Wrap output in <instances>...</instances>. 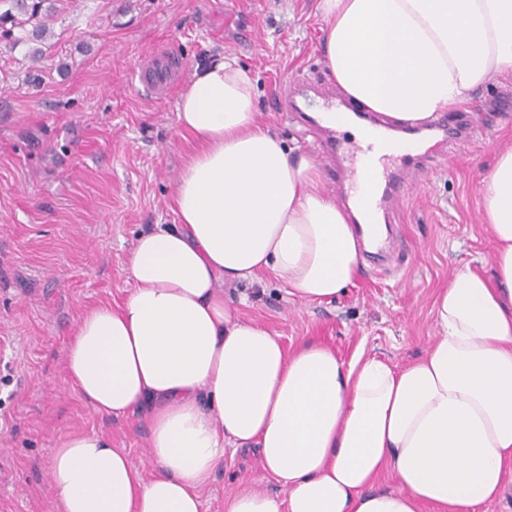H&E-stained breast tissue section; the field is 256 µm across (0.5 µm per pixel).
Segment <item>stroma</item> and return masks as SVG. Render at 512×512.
<instances>
[{
  "mask_svg": "<svg viewBox=\"0 0 512 512\" xmlns=\"http://www.w3.org/2000/svg\"><path fill=\"white\" fill-rule=\"evenodd\" d=\"M317 0H53L41 42L0 43V512H56L49 465L67 434L95 429L148 469L145 411L96 414L66 381L65 354L82 314L119 304L137 236L173 223L172 196L194 148L177 102L196 66L233 56L256 80V106L287 146L318 154L320 132L277 104L290 88H330ZM179 56L167 93L144 92L152 54ZM466 111L482 131L438 158L400 200L387 262L364 265L347 292L321 304L291 299L270 275L228 290L241 317L287 350L307 342L344 360L403 365L435 334L432 302L453 272H490L481 179L512 144V77L480 87ZM280 495L256 452L226 460L202 492L224 512L239 490Z\"/></svg>",
  "mask_w": 512,
  "mask_h": 512,
  "instance_id": "1",
  "label": "stroma"
}]
</instances>
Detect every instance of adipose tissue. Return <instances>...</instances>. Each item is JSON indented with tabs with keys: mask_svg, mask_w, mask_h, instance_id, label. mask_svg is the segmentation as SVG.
Listing matches in <instances>:
<instances>
[{
	"mask_svg": "<svg viewBox=\"0 0 512 512\" xmlns=\"http://www.w3.org/2000/svg\"><path fill=\"white\" fill-rule=\"evenodd\" d=\"M337 90L395 126H424L512 77V0H317ZM177 118L198 142L173 194L175 223L142 232L119 306L79 318L72 389L99 415L147 409L151 470L90 429L62 437L59 512H201L227 450L259 449L283 489L245 488L225 512H476L512 465V147L481 189L493 273L463 266L433 300L436 333L390 365L306 343L286 351L243 320L225 285L269 273L293 299L353 285L360 242L322 170L271 132L236 59L195 70ZM395 490H373L384 474Z\"/></svg>",
	"mask_w": 512,
	"mask_h": 512,
	"instance_id": "adipose-tissue-1",
	"label": "adipose tissue"
}]
</instances>
